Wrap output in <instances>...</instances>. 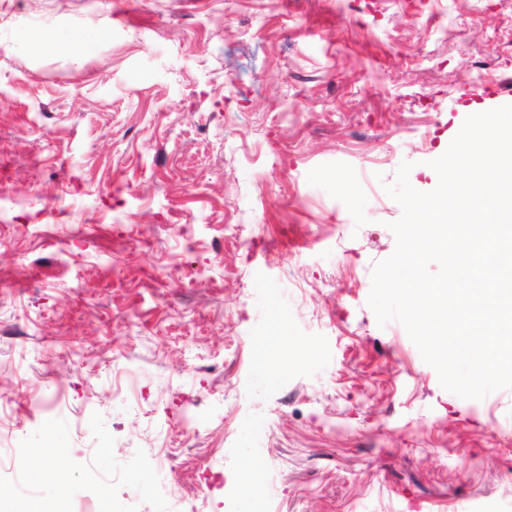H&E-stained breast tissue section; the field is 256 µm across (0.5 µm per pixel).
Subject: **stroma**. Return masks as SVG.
Masks as SVG:
<instances>
[{"label": "stroma", "mask_w": 512, "mask_h": 512, "mask_svg": "<svg viewBox=\"0 0 512 512\" xmlns=\"http://www.w3.org/2000/svg\"><path fill=\"white\" fill-rule=\"evenodd\" d=\"M508 78L512 0H0V495L261 512L248 458L276 512L512 507V388L444 390L367 303L386 186ZM46 446L66 492L14 464ZM292 337L287 336L282 317L272 316L267 333L260 339V361L262 366L271 368L273 362L290 351ZM243 478L241 480L240 492L244 499L256 498L263 490L261 471L250 459H245L242 466Z\"/></svg>", "instance_id": "obj_1"}]
</instances>
